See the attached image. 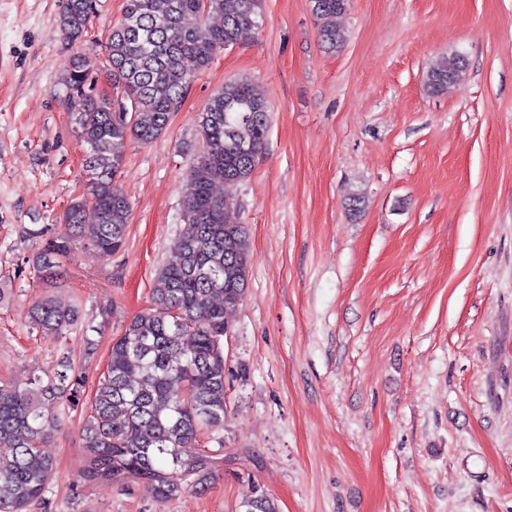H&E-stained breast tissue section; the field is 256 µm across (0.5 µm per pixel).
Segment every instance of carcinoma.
I'll return each mask as SVG.
<instances>
[{
  "label": "carcinoma",
  "instance_id": "carcinoma-1",
  "mask_svg": "<svg viewBox=\"0 0 512 512\" xmlns=\"http://www.w3.org/2000/svg\"><path fill=\"white\" fill-rule=\"evenodd\" d=\"M350 0H311L318 35L334 51L344 42L338 20ZM93 0H63L59 27L71 41L87 31ZM217 14L223 24H208ZM262 0H126L109 30L106 77L115 97L94 92L95 80L78 56L63 77L76 133L87 147L86 192L63 217V230L45 240L33 266L48 277L80 240L101 256L125 240L131 204L116 178L132 142L149 144L167 129L171 113L217 52L260 27ZM463 59L448 57L428 71L432 94L459 81ZM268 101L248 80L224 84L199 114L197 169L182 190L183 228L175 260L159 269L152 307L136 314L115 338L82 426L84 479L142 486L166 501L214 478L213 460L199 436L224 427V330L242 303L251 264L246 225L227 218L229 189L245 182L262 157ZM224 185L218 194L216 184ZM95 222H85L86 209ZM80 311L51 297L28 312L30 328L65 336ZM83 372L61 357L54 372L0 384V512H31L45 502L56 471L44 445L65 404L77 403ZM243 512H278L261 493Z\"/></svg>",
  "mask_w": 512,
  "mask_h": 512
}]
</instances>
